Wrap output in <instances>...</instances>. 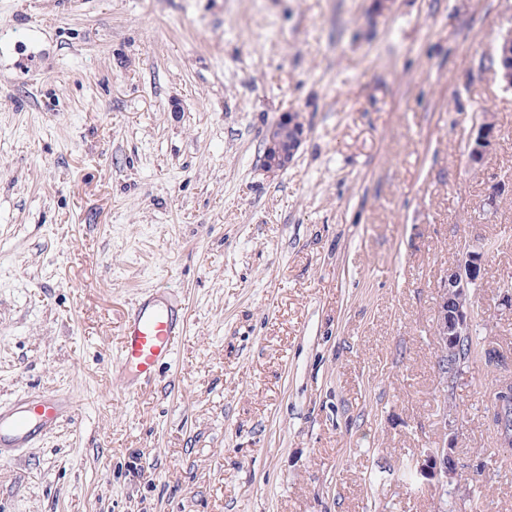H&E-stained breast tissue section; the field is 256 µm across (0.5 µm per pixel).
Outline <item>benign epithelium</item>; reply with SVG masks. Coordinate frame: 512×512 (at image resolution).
Segmentation results:
<instances>
[{"instance_id": "1", "label": "benign epithelium", "mask_w": 512, "mask_h": 512, "mask_svg": "<svg viewBox=\"0 0 512 512\" xmlns=\"http://www.w3.org/2000/svg\"><path fill=\"white\" fill-rule=\"evenodd\" d=\"M494 59L498 63L496 72L500 84L503 89L512 90V29L500 36ZM274 131L275 128H270L265 139L263 166L268 171H281L293 163L301 147L303 135H298L293 142L284 145L275 137ZM498 136L493 116L489 113L483 114L471 145V161L478 165L483 164ZM484 257L485 249L481 245L464 246L458 263L448 269V276L438 286L435 335L439 348L438 375L445 390L448 389V359L456 352L460 338L467 335L472 328L473 309L469 284L482 266ZM481 355L483 360H489L500 368L509 366L508 358L491 343L484 344ZM494 402L495 412L498 413L497 429L504 442L511 445L512 415L509 414V407L512 406V386L507 384L498 389ZM455 440L456 436H450L441 446L427 449L412 463L418 476L440 496L448 494V484L459 473L454 455Z\"/></svg>"}]
</instances>
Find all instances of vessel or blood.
<instances>
[{"label": "vessel or blood", "instance_id": "vessel-or-blood-1", "mask_svg": "<svg viewBox=\"0 0 512 512\" xmlns=\"http://www.w3.org/2000/svg\"><path fill=\"white\" fill-rule=\"evenodd\" d=\"M186 329L184 309L164 290L142 297L127 314L115 367L123 388L138 393L161 367L172 366L179 338ZM76 410L74 399L54 392H36L0 405V460L37 445Z\"/></svg>", "mask_w": 512, "mask_h": 512}]
</instances>
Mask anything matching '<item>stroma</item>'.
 <instances>
[{
    "mask_svg": "<svg viewBox=\"0 0 512 512\" xmlns=\"http://www.w3.org/2000/svg\"><path fill=\"white\" fill-rule=\"evenodd\" d=\"M511 27L512 0H0V403L77 402L0 461V512H470L407 477L448 420L512 512V369L442 388L434 335L438 284L492 241L473 336L512 356V186L486 205ZM285 112L304 140L270 173ZM160 287L186 331L131 396L120 325ZM512 29L503 33L496 45L494 60L498 63L496 68L500 84L505 90H512ZM294 112H286L283 116L270 128L264 145L263 151V166L268 171H281L285 170L290 166L303 141V132L297 136V138L289 143L288 145H283L280 140L275 137L274 131L276 124L290 121L282 124L279 128V134L281 138L288 142L289 139L295 137L297 132H301L303 130L302 122L298 121L297 115H295L292 119V115ZM498 136L499 132L493 116L484 113L477 124V133L470 149V159L474 164H483L496 144ZM510 384L498 389L494 399L495 412L498 413L497 429L504 442L509 446L512 444V417L509 414V406H512V388Z\"/></svg>",
    "mask_w": 512,
    "mask_h": 512,
    "instance_id": "obj_1",
    "label": "stroma"
}]
</instances>
